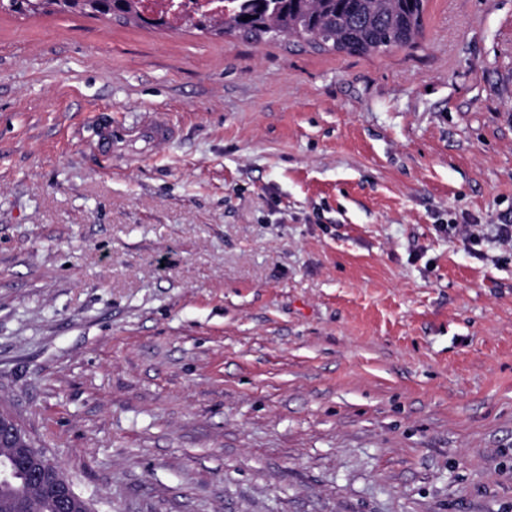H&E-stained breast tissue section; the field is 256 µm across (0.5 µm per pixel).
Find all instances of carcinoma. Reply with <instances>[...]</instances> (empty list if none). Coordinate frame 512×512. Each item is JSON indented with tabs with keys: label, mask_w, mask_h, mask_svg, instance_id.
<instances>
[{
	"label": "carcinoma",
	"mask_w": 512,
	"mask_h": 512,
	"mask_svg": "<svg viewBox=\"0 0 512 512\" xmlns=\"http://www.w3.org/2000/svg\"><path fill=\"white\" fill-rule=\"evenodd\" d=\"M141 0H0V10L40 14L63 11L101 17H133L145 24L173 26L168 18L146 17ZM425 0H224L219 13L186 15L182 22L233 33L254 42L302 39L313 47L371 55L409 45L422 30ZM0 512H68L53 497H34L19 482L0 483Z\"/></svg>",
	"instance_id": "obj_1"
}]
</instances>
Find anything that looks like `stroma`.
<instances>
[{"mask_svg": "<svg viewBox=\"0 0 512 512\" xmlns=\"http://www.w3.org/2000/svg\"><path fill=\"white\" fill-rule=\"evenodd\" d=\"M510 218L512 0L372 55L0 12V405L98 512H512ZM173 135V126L162 119H151L137 125L121 122H106L98 132V146L109 159L122 154L127 143L142 140L145 143H163Z\"/></svg>", "mask_w": 512, "mask_h": 512, "instance_id": "obj_1", "label": "stroma"}]
</instances>
